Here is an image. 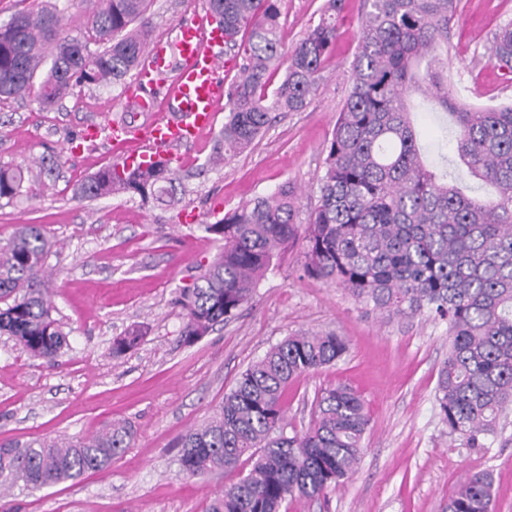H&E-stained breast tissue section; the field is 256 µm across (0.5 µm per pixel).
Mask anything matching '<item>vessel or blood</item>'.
<instances>
[{
    "label": "vessel or blood",
    "mask_w": 512,
    "mask_h": 512,
    "mask_svg": "<svg viewBox=\"0 0 512 512\" xmlns=\"http://www.w3.org/2000/svg\"><path fill=\"white\" fill-rule=\"evenodd\" d=\"M144 57L135 76L136 101L149 119L132 129L94 124L82 134L83 141L104 140L127 165L142 167L174 159L175 149L214 127L229 69L220 26L201 16L180 21L173 39H151Z\"/></svg>",
    "instance_id": "vessel-or-blood-1"
}]
</instances>
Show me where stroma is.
<instances>
[{
	"instance_id": "1",
	"label": "stroma",
	"mask_w": 512,
	"mask_h": 512,
	"mask_svg": "<svg viewBox=\"0 0 512 512\" xmlns=\"http://www.w3.org/2000/svg\"><path fill=\"white\" fill-rule=\"evenodd\" d=\"M325 0H281V41L293 47L316 24ZM364 0H345L334 54L300 112L281 114L245 152L208 167L217 129L180 148L171 164L182 194L169 206L117 195L88 200L75 189L115 164L107 145H70L84 127L108 120L142 124L123 82L77 85L49 110L31 98L0 105V163L29 166L22 191L0 200V238L38 224L55 241L47 265L53 312L67 335L56 363L32 357L0 335V442L67 441L94 435L108 422L131 424L128 448L103 470L39 490L0 477V512H204L224 486L248 470L186 475L176 440L205 425L239 374L275 344L298 332H333L348 344L335 362L306 373L285 395L288 432H304L317 396L346 384L364 398L369 428L357 466L325 497L289 501L288 512H445L449 495L470 470L489 469L495 512H512V424L508 445L460 448L441 423L438 372L448 356L445 325L428 315L388 319L343 288L305 276L304 241L288 245L237 318L194 344L180 340L184 317L175 299L223 247L205 225L288 184L299 194V222L319 198L324 152L351 86L350 64L361 32ZM207 13L205 0H150L153 34L173 38L176 24ZM512 19V0H459L450 23L448 73L457 99L472 107L512 102V82L485 53ZM452 121L422 113L418 131L430 159L453 156ZM143 335L116 357L125 331Z\"/></svg>"
}]
</instances>
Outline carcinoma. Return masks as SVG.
I'll use <instances>...</instances> for the list:
<instances>
[{
    "label": "carcinoma",
    "mask_w": 512,
    "mask_h": 512,
    "mask_svg": "<svg viewBox=\"0 0 512 512\" xmlns=\"http://www.w3.org/2000/svg\"><path fill=\"white\" fill-rule=\"evenodd\" d=\"M148 4L106 0L80 36L63 29L62 12L51 5L0 23V102L33 93L49 109L76 84L123 80L143 57ZM457 4L364 0L351 87L325 146L320 196L308 224L296 223L298 196L286 185L203 225L224 247L192 285L179 289L178 303L180 336L194 343L234 318L288 243L302 237L305 275L336 284L390 317L426 313L446 323L448 358L435 398L448 434L474 449L502 433L512 405V103L467 108L448 87V72L423 62L448 47ZM207 6L224 28L225 46L242 60L239 80L226 91L215 146L216 158L228 162L263 135L273 114L307 106L335 50L343 0H325L318 23L289 51L279 36L280 0H207ZM243 30L249 36L240 45ZM487 53L512 70V20L500 26ZM414 93L451 114L459 165L470 178L495 186L494 199L464 194L448 178L446 160L424 159ZM24 180L22 166L0 164V199L18 196ZM121 192L172 205L174 170L168 163L146 170L113 165L76 188L91 200ZM53 247L36 224H21L0 242V333L49 363L66 345L45 288ZM141 340L139 331L129 330L113 340L112 354ZM346 350L345 339L332 332L286 337L240 375L207 424L180 437V465L191 477L251 462L248 474L212 498L205 512H280L290 500L318 499L341 484L360 459L369 426L363 398L347 385L324 389L313 424L289 436L284 397L293 380ZM132 436L130 426L111 422L76 441L1 443L0 474L34 489L75 480L106 467ZM494 503L492 472L469 471L446 512H494Z\"/></svg>",
    "instance_id": "carcinoma-1"
}]
</instances>
